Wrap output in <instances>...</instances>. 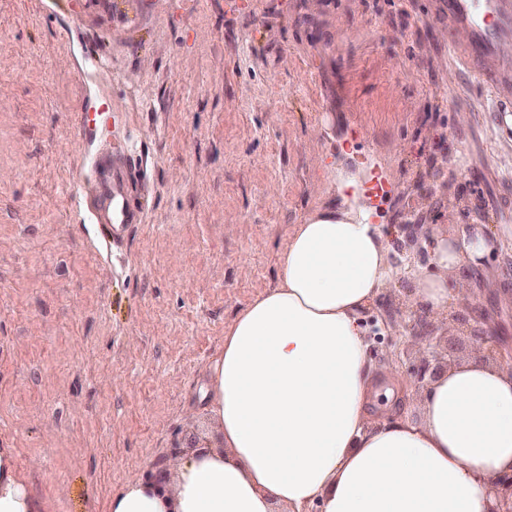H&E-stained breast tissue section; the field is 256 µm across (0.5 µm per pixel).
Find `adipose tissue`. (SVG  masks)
<instances>
[{
  "label": "adipose tissue",
  "mask_w": 512,
  "mask_h": 512,
  "mask_svg": "<svg viewBox=\"0 0 512 512\" xmlns=\"http://www.w3.org/2000/svg\"><path fill=\"white\" fill-rule=\"evenodd\" d=\"M329 177L345 194L340 209L295 226L278 285L224 330L207 389L223 447L128 482L107 512H493L491 483L512 470V369L451 367L419 399L420 421L370 420L359 312L391 277L387 238L357 182ZM488 253L479 227L437 237L417 298L446 317L450 272ZM0 512H48L11 448H0Z\"/></svg>",
  "instance_id": "1"
}]
</instances>
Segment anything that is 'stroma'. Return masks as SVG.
I'll use <instances>...</instances> for the list:
<instances>
[{"label": "stroma", "mask_w": 512, "mask_h": 512, "mask_svg": "<svg viewBox=\"0 0 512 512\" xmlns=\"http://www.w3.org/2000/svg\"><path fill=\"white\" fill-rule=\"evenodd\" d=\"M466 39L433 0H0V447L50 512H106L222 447L208 368L294 226L338 202L330 165L388 185L384 224L487 225L453 306L512 346V110L449 54ZM105 158L142 211L116 251L81 212ZM405 240L360 317L374 367L408 381L429 348L456 366L477 345L417 301L431 257Z\"/></svg>", "instance_id": "stroma-1"}]
</instances>
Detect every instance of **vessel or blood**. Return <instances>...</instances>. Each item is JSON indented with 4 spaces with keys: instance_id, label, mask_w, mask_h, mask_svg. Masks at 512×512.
Returning <instances> with one entry per match:
<instances>
[{
    "instance_id": "vessel-or-blood-1",
    "label": "vessel or blood",
    "mask_w": 512,
    "mask_h": 512,
    "mask_svg": "<svg viewBox=\"0 0 512 512\" xmlns=\"http://www.w3.org/2000/svg\"><path fill=\"white\" fill-rule=\"evenodd\" d=\"M439 8L449 28L465 27L471 32L467 44L449 42L452 55L500 102H511L512 61L500 58L497 49L502 40L512 38V0H441ZM89 219L103 225L108 241L116 237L119 226L140 221L124 173L111 165L102 167L101 188Z\"/></svg>"
}]
</instances>
